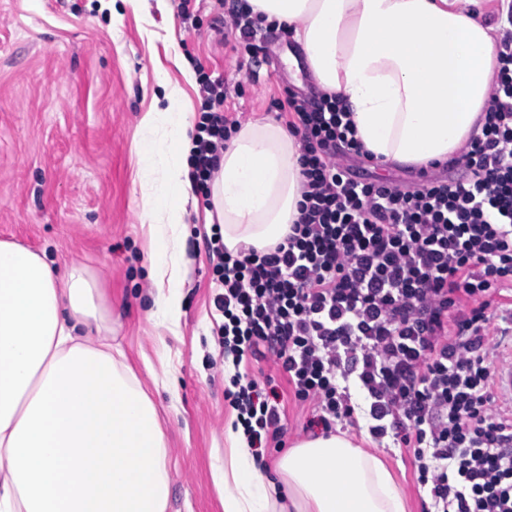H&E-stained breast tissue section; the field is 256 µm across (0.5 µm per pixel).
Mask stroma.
Instances as JSON below:
<instances>
[{
	"instance_id": "35a3bbf8",
	"label": "stroma",
	"mask_w": 512,
	"mask_h": 512,
	"mask_svg": "<svg viewBox=\"0 0 512 512\" xmlns=\"http://www.w3.org/2000/svg\"><path fill=\"white\" fill-rule=\"evenodd\" d=\"M216 0H167L144 12L124 0H0V239L47 252L59 269L87 267L102 292L112 341L154 402L168 449L167 512H223L211 472L223 461L236 412L224 397L236 374L271 384L280 394L285 442L307 438L309 407L295 403L273 357L219 354L223 322L216 310L210 226L204 200L188 202L181 284L182 314L171 329L152 316L157 290L145 255L152 236L134 181L140 120L180 85L190 118L200 107L198 83L183 63L224 80L226 112L240 122L264 119L284 87L310 93L308 74L284 63L296 43L270 46L267 61L241 68L234 39L210 29ZM171 377L172 386L155 385ZM360 416L347 435L372 449L402 488L408 512H424L412 457L374 441Z\"/></svg>"
}]
</instances>
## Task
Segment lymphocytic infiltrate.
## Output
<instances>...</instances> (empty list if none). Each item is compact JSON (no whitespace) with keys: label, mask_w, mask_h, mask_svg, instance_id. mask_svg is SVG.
Here are the masks:
<instances>
[{"label":"lymphocytic infiltrate","mask_w":512,"mask_h":512,"mask_svg":"<svg viewBox=\"0 0 512 512\" xmlns=\"http://www.w3.org/2000/svg\"><path fill=\"white\" fill-rule=\"evenodd\" d=\"M211 29L251 59L268 51L258 31L290 35L247 0ZM497 61L481 132L454 161L464 176L424 170L412 187L338 163L366 155L339 98L286 91L277 107L304 178L297 219L266 253H231L217 229L209 239L223 352L272 355L325 434L358 425L359 389L370 434L412 453L433 512H512V412L496 405L499 345L487 338L512 333V302H493L512 293V8ZM199 85L190 178L203 195L239 121L222 79L204 73ZM225 397L250 447H284L276 389L250 381Z\"/></svg>","instance_id":"f902f5d3"}]
</instances>
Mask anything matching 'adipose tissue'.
Segmentation results:
<instances>
[{
    "mask_svg": "<svg viewBox=\"0 0 512 512\" xmlns=\"http://www.w3.org/2000/svg\"><path fill=\"white\" fill-rule=\"evenodd\" d=\"M288 24L318 87L339 97L378 163L446 162L478 133L498 54L494 0H248ZM140 127L135 169L156 245L148 273L156 314L178 327L180 242L193 129L181 91ZM299 142L276 121L242 124L210 195L230 252L283 241L302 199ZM97 285L85 268L58 271L46 253L0 240V512H166L167 448L156 409L112 353ZM100 334L97 344L83 340ZM214 466L223 512H277L278 483L256 466L242 431ZM278 469L295 512H406L402 489L373 453L339 435L300 442Z\"/></svg>",
    "mask_w": 512,
    "mask_h": 512,
    "instance_id": "1",
    "label": "adipose tissue"
}]
</instances>
